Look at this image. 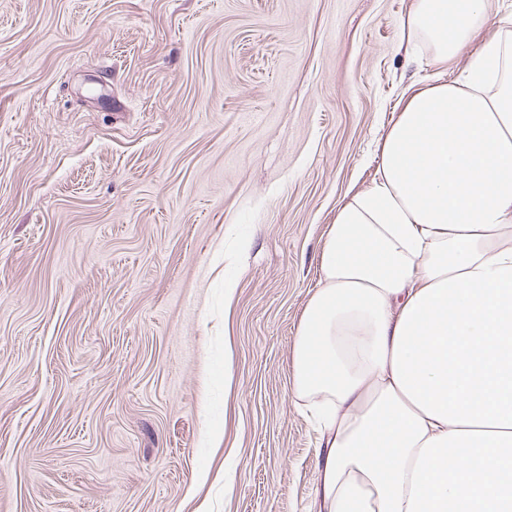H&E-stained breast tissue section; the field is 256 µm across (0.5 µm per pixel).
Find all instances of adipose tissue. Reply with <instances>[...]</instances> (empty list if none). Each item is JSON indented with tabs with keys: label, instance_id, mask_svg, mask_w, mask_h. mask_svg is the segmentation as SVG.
Instances as JSON below:
<instances>
[{
	"label": "adipose tissue",
	"instance_id": "adipose-tissue-1",
	"mask_svg": "<svg viewBox=\"0 0 512 512\" xmlns=\"http://www.w3.org/2000/svg\"><path fill=\"white\" fill-rule=\"evenodd\" d=\"M486 0H412L439 61ZM343 205L293 350L320 412L318 512H512V29L405 101Z\"/></svg>",
	"mask_w": 512,
	"mask_h": 512
}]
</instances>
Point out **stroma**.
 <instances>
[{
    "label": "stroma",
    "mask_w": 512,
    "mask_h": 512,
    "mask_svg": "<svg viewBox=\"0 0 512 512\" xmlns=\"http://www.w3.org/2000/svg\"><path fill=\"white\" fill-rule=\"evenodd\" d=\"M411 2L0 0V512H311L326 226L483 40ZM487 14L486 0H412L403 30L408 38L429 41L438 60L448 64Z\"/></svg>",
    "instance_id": "1"
}]
</instances>
